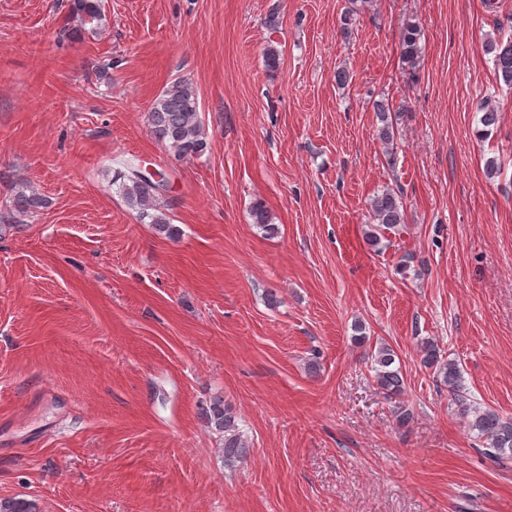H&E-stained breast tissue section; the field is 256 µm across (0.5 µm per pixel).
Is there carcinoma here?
<instances>
[{
    "label": "carcinoma",
    "instance_id": "obj_1",
    "mask_svg": "<svg viewBox=\"0 0 512 512\" xmlns=\"http://www.w3.org/2000/svg\"><path fill=\"white\" fill-rule=\"evenodd\" d=\"M71 12L85 26L101 20L98 0H72ZM421 30L418 25L410 24L403 32L401 55L413 65L421 53ZM485 53L492 55V62L499 84L512 90V34L508 37L490 38L483 44ZM482 112L478 135L486 137L498 123V106L491 99L480 104ZM375 112L382 123L378 137L385 144L394 141V126L390 117L389 104L380 101L375 104ZM149 125L155 139L172 150L179 159H191L204 155L209 149V139L203 129L199 113L198 97L195 89L185 78L173 80L153 101L149 111ZM118 168L114 170L112 184L118 185V193L126 204L137 213L142 224H151L155 231L175 240L180 230L170 223L167 215L160 210V184L146 180L136 173V164L124 157L115 160ZM10 204L17 214L29 215L37 212L44 200L28 185L15 183L10 185ZM373 223L366 225L364 238L373 248L378 247L385 238V231L395 230L405 223L406 215L403 202L392 188L384 189L371 201ZM252 223L268 235L278 233L277 225L260 200L250 209ZM421 361L424 367L431 369L441 378L448 394L465 421L470 432L482 441L488 454L498 461L512 459V419H505L498 413L480 409L468 400L462 384L461 370L451 359H442L439 348L431 341L421 344ZM397 355L388 345L380 346L374 355V378L389 398L398 397L404 388L401 367L396 365ZM203 418L212 430L224 435V465L233 468L242 462L249 449L239 430L236 415L221 399L214 400L203 410ZM0 512H37L34 501L27 499H0Z\"/></svg>",
    "mask_w": 512,
    "mask_h": 512
}]
</instances>
